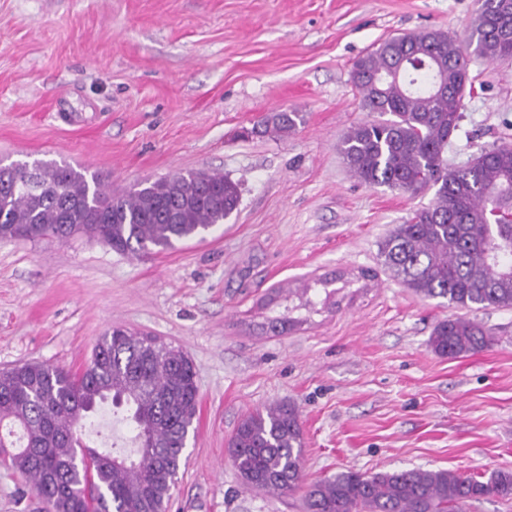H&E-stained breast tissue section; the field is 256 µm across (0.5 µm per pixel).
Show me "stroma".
I'll list each match as a JSON object with an SVG mask.
<instances>
[{
    "label": "stroma",
    "mask_w": 512,
    "mask_h": 512,
    "mask_svg": "<svg viewBox=\"0 0 512 512\" xmlns=\"http://www.w3.org/2000/svg\"><path fill=\"white\" fill-rule=\"evenodd\" d=\"M477 0H0V162H57L116 192L178 172L238 183L224 223L160 253L83 236L0 242V370H76L111 327L190 357L200 403L169 512H304L297 493L243 484L240 419L288 403L311 481L353 468L512 469V308L473 316L492 344L428 345L446 300L388 271L378 246L433 191L360 183L339 143L367 120L355 62L389 36L464 34ZM472 92L444 152L466 165L512 144V62L471 60ZM294 131L244 137L266 114ZM282 333L268 321L285 306ZM84 445L126 447L102 411ZM0 465V512H45Z\"/></svg>",
    "instance_id": "stroma-1"
}]
</instances>
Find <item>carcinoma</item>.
Returning <instances> with one entry per match:
<instances>
[{
  "label": "carcinoma",
  "mask_w": 512,
  "mask_h": 512,
  "mask_svg": "<svg viewBox=\"0 0 512 512\" xmlns=\"http://www.w3.org/2000/svg\"><path fill=\"white\" fill-rule=\"evenodd\" d=\"M469 48L494 63L512 61V0H479L463 40L418 31L360 58L352 80L362 108L390 118L353 126L339 151L367 186L435 189L431 205L414 210L379 244L395 278L453 308H512V148L485 150L462 169L443 158L470 85L463 61ZM297 120V112H273L251 133H287ZM22 172L19 164H0V232L13 240L84 234L118 252H160L224 223L240 198L238 185L220 173H177L114 195L97 174L66 164H38L37 193L17 185ZM429 345L457 358L489 347L491 337L477 321L451 316L434 326ZM106 403L125 409L132 450L82 444V422ZM198 404L185 352L116 326L79 372L36 361L0 371V427L10 426L0 448L12 449L3 463L49 512H167ZM304 447L296 409L279 405L245 415L229 453L246 486L300 491L305 512H463L487 497L512 499L506 469L486 480L447 469H348L307 483Z\"/></svg>",
  "instance_id": "cac0c4a2"
}]
</instances>
